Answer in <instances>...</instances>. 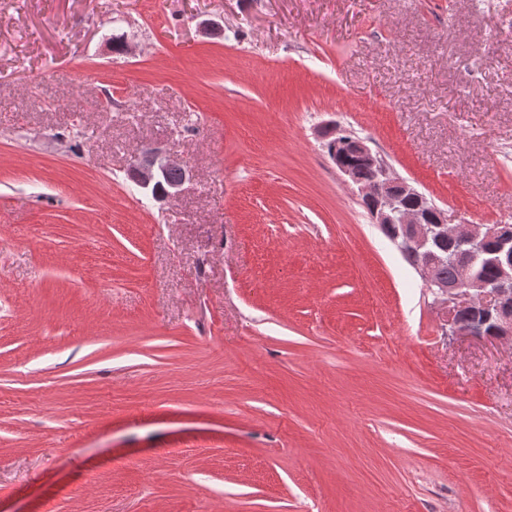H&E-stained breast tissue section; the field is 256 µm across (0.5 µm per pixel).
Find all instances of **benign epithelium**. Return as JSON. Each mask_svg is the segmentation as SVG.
<instances>
[{"mask_svg":"<svg viewBox=\"0 0 512 512\" xmlns=\"http://www.w3.org/2000/svg\"><path fill=\"white\" fill-rule=\"evenodd\" d=\"M353 145L365 160L380 169L381 176L370 184H362L356 178L353 168L338 164L337 170L348 184L356 186L361 202H374L375 207L370 212L372 223L402 225L403 232L398 239L400 248L424 252L426 260L420 262L415 271L433 289L436 302L448 312V331L456 335L480 336L482 325L479 322L464 325L461 321L462 311L477 302L480 304L482 321L494 322V333L490 339H511L512 266L503 265L498 279L494 281L485 282L466 273L451 284H434L430 277V259L433 257L430 244L434 232L433 224L436 223L451 231L464 250L475 249L486 240L498 238L501 251L508 253L512 251V227L507 224H468L455 221V217L449 215L447 210L429 201L413 185L388 176V163L370 147L368 140L359 137L353 141ZM132 168L138 185L145 190L156 188L163 175L172 168L180 169L183 178L189 177L188 168L158 146L143 149L135 158ZM404 197L414 198L422 207L429 209L433 215V224L425 223L419 209H402L400 200Z\"/></svg>","mask_w":512,"mask_h":512,"instance_id":"benign-epithelium-1","label":"benign epithelium"}]
</instances>
